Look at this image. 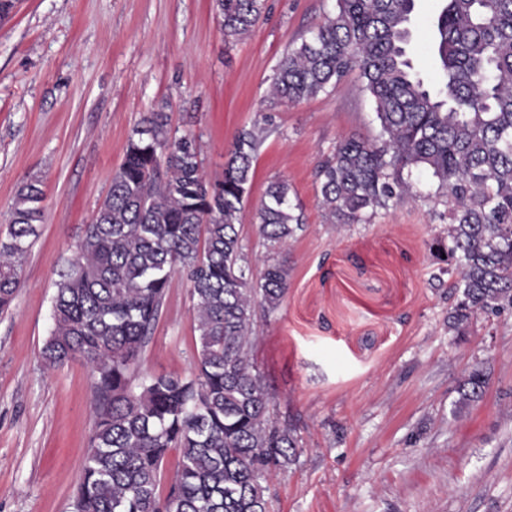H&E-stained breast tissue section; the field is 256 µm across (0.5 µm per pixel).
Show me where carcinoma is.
<instances>
[{
  "label": "carcinoma",
  "mask_w": 512,
  "mask_h": 512,
  "mask_svg": "<svg viewBox=\"0 0 512 512\" xmlns=\"http://www.w3.org/2000/svg\"><path fill=\"white\" fill-rule=\"evenodd\" d=\"M337 12L280 61L273 97L289 103L336 87L357 69L375 104L377 137L340 140L319 169L333 224H366L412 194L424 170L448 199V272L458 299L448 327L512 310V0H446L436 18L430 85L409 56L416 0H336ZM224 40L247 35L265 0H214ZM264 129L241 128L221 180L207 179L196 138L165 112H147L129 136L106 196L55 282L54 328L41 357L53 368L80 356L93 378L94 432L77 512H267L266 483L297 460L293 430L271 421L252 361L255 306L276 310L284 261L259 282L247 274L238 224ZM44 193L24 185L0 225V312L23 284L22 266L44 220ZM256 218L272 247L304 230L285 180L271 182ZM190 284L195 372L138 376L174 275ZM478 366L460 402L480 400ZM180 461L167 494L164 460Z\"/></svg>",
  "instance_id": "1"
}]
</instances>
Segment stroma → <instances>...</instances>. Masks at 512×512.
I'll use <instances>...</instances> for the list:
<instances>
[{
  "mask_svg": "<svg viewBox=\"0 0 512 512\" xmlns=\"http://www.w3.org/2000/svg\"><path fill=\"white\" fill-rule=\"evenodd\" d=\"M438 0H419L409 55L435 79ZM336 0H265L248 37L226 44L213 0H17L0 21V221L39 179L45 222L24 286L0 314V512H73L92 434L93 390L76 359L45 367L58 273L122 162L144 113L193 134L221 179L238 130L265 124L240 230L250 275L288 262V292L257 311L251 358L300 457L267 482L268 512H512V313L448 327L457 291L441 243L448 205L427 173L416 196L367 224L330 223L315 176L341 138L373 139L358 72L298 103L274 98L275 70ZM288 180L305 229L286 250L258 235L268 185ZM190 285L171 282L140 372L191 374ZM481 365L482 400L458 387Z\"/></svg>",
  "mask_w": 512,
  "mask_h": 512,
  "instance_id": "stroma-1",
  "label": "stroma"
}]
</instances>
